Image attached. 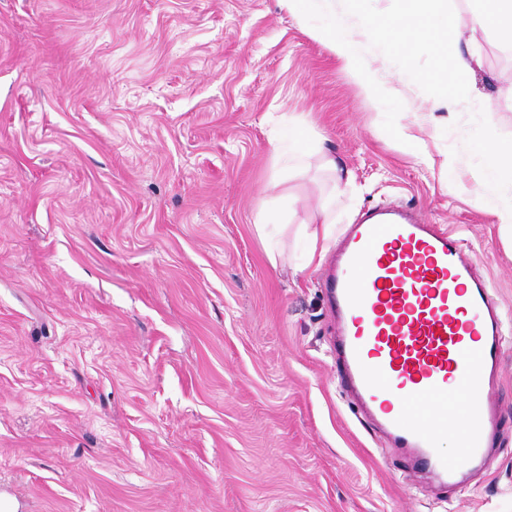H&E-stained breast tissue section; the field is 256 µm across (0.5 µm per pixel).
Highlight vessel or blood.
<instances>
[{
	"mask_svg": "<svg viewBox=\"0 0 512 512\" xmlns=\"http://www.w3.org/2000/svg\"><path fill=\"white\" fill-rule=\"evenodd\" d=\"M461 239L401 210L350 225L325 274L342 376L378 433L439 487L486 462L505 320ZM481 400L459 409L458 398ZM459 428L454 458L438 454Z\"/></svg>",
	"mask_w": 512,
	"mask_h": 512,
	"instance_id": "1",
	"label": "vessel or blood"
}]
</instances>
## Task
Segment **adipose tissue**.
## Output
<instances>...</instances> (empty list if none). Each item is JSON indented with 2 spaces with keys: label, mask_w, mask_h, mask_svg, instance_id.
<instances>
[{
  "label": "adipose tissue",
  "mask_w": 512,
  "mask_h": 512,
  "mask_svg": "<svg viewBox=\"0 0 512 512\" xmlns=\"http://www.w3.org/2000/svg\"><path fill=\"white\" fill-rule=\"evenodd\" d=\"M472 7L469 12L472 35L491 37L499 46L512 49V0H470ZM482 64L476 53H455L450 67L439 75L441 83L452 89L450 96L438 99V106L456 111L469 98L470 84L477 68ZM288 139L295 146L293 158L303 161L308 155H316L322 170L331 174L333 185H340L341 179L336 175V161L325 150L321 140L314 136L307 115L290 117L288 120ZM477 146L486 161L473 173L474 179L483 189L478 198L480 207L491 209L504 226L506 232L512 234V195L501 196L503 186L512 187V143L496 138L493 130H484L478 135ZM265 192L267 201L261 202L257 209L254 229L258 238L267 242V258L271 266H278L282 252L272 240L276 231L282 229L273 200L291 196L290 188L285 187L282 180H271Z\"/></svg>",
  "instance_id": "ef3b65f1"
}]
</instances>
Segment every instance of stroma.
I'll use <instances>...</instances> for the list:
<instances>
[{
    "label": "stroma",
    "instance_id": "1",
    "mask_svg": "<svg viewBox=\"0 0 512 512\" xmlns=\"http://www.w3.org/2000/svg\"><path fill=\"white\" fill-rule=\"evenodd\" d=\"M433 106L379 50L430 162L281 0H0V493L21 512H512V334L487 470L410 472L337 371L322 263L295 229L271 267L253 230L273 121L310 113L352 184L331 241L401 206L460 236L512 322V258L481 210L473 136L512 140V54ZM454 155L462 189L445 188ZM306 219L316 165L294 183ZM397 138L400 149L424 162L430 158L428 145L424 140L415 135L407 125H400L397 130Z\"/></svg>",
    "mask_w": 512,
    "mask_h": 512
}]
</instances>
